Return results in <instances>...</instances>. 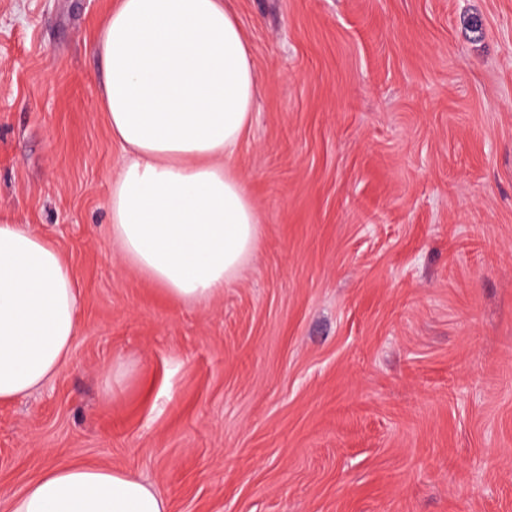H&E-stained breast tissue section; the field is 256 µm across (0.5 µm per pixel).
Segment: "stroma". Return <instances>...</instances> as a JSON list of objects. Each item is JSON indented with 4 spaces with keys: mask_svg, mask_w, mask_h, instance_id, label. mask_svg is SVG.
Returning a JSON list of instances; mask_svg holds the SVG:
<instances>
[{
    "mask_svg": "<svg viewBox=\"0 0 512 512\" xmlns=\"http://www.w3.org/2000/svg\"><path fill=\"white\" fill-rule=\"evenodd\" d=\"M112 3L0 0V214L59 249L81 322L0 403V512L74 462L170 512H512V0H229L263 236L200 305L112 246Z\"/></svg>",
    "mask_w": 512,
    "mask_h": 512,
    "instance_id": "obj_1",
    "label": "stroma"
}]
</instances>
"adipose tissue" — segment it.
Instances as JSON below:
<instances>
[{
    "label": "adipose tissue",
    "instance_id": "1",
    "mask_svg": "<svg viewBox=\"0 0 512 512\" xmlns=\"http://www.w3.org/2000/svg\"><path fill=\"white\" fill-rule=\"evenodd\" d=\"M99 109L129 153L112 180V240L168 297L209 301L255 250L261 220L234 157L253 120L257 73L227 0H115L95 38ZM78 291L58 249L0 215V401L30 395L67 366ZM9 512H169L132 473L49 466Z\"/></svg>",
    "mask_w": 512,
    "mask_h": 512
}]
</instances>
